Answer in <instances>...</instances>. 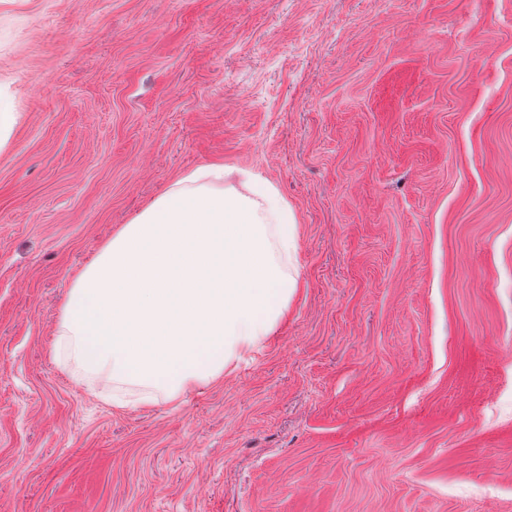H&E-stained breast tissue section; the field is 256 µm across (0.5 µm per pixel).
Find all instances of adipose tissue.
Listing matches in <instances>:
<instances>
[{
    "label": "adipose tissue",
    "instance_id": "1",
    "mask_svg": "<svg viewBox=\"0 0 512 512\" xmlns=\"http://www.w3.org/2000/svg\"><path fill=\"white\" fill-rule=\"evenodd\" d=\"M220 166L191 172L109 240L74 281L56 331L70 376L177 397L269 336L296 281V226L278 191Z\"/></svg>",
    "mask_w": 512,
    "mask_h": 512
}]
</instances>
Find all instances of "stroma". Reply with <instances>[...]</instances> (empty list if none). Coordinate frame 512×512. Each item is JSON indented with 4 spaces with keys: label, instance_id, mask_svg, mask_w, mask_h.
<instances>
[{
    "label": "stroma",
    "instance_id": "obj_1",
    "mask_svg": "<svg viewBox=\"0 0 512 512\" xmlns=\"http://www.w3.org/2000/svg\"><path fill=\"white\" fill-rule=\"evenodd\" d=\"M0 512H512V0H0ZM207 165L291 208L272 334L113 406L76 276Z\"/></svg>",
    "mask_w": 512,
    "mask_h": 512
}]
</instances>
